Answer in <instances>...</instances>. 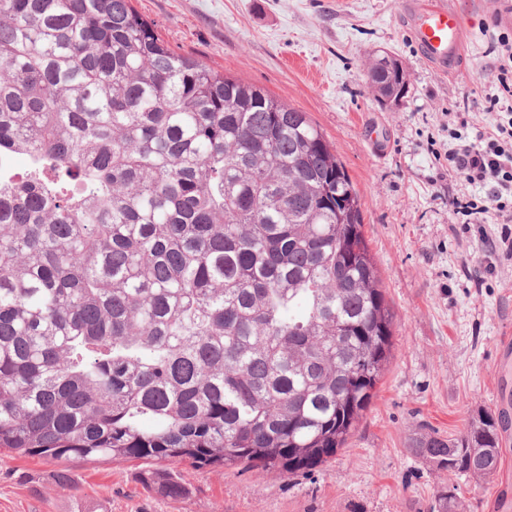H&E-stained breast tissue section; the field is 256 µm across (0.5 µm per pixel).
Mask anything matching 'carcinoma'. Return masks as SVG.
<instances>
[{
	"label": "carcinoma",
	"mask_w": 512,
	"mask_h": 512,
	"mask_svg": "<svg viewBox=\"0 0 512 512\" xmlns=\"http://www.w3.org/2000/svg\"><path fill=\"white\" fill-rule=\"evenodd\" d=\"M382 102L408 74L375 55ZM0 449L297 474L377 395L394 314L359 194L306 113L174 52L132 0H0ZM481 411L415 454L448 484L498 472Z\"/></svg>",
	"instance_id": "obj_1"
}]
</instances>
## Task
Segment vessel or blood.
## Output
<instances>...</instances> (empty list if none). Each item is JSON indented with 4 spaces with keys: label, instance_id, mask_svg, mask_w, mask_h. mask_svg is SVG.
Returning a JSON list of instances; mask_svg holds the SVG:
<instances>
[{
    "label": "vessel or blood",
    "instance_id": "b4317fda",
    "mask_svg": "<svg viewBox=\"0 0 512 512\" xmlns=\"http://www.w3.org/2000/svg\"><path fill=\"white\" fill-rule=\"evenodd\" d=\"M404 6L423 59L439 72L454 71L463 55L464 28L452 0H405Z\"/></svg>",
    "mask_w": 512,
    "mask_h": 512
}]
</instances>
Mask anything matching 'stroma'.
I'll use <instances>...</instances> for the list:
<instances>
[{
	"label": "stroma",
	"mask_w": 512,
	"mask_h": 512,
	"mask_svg": "<svg viewBox=\"0 0 512 512\" xmlns=\"http://www.w3.org/2000/svg\"><path fill=\"white\" fill-rule=\"evenodd\" d=\"M403 0H132L175 52L206 61L306 112L344 164L361 203L364 233L394 314L393 347L378 392L345 448L297 475L185 464V496L144 489L141 461L57 464L0 450V512H427L447 473L412 451L419 433L448 436L496 410L512 371L495 361L512 332V260L477 270L468 260L496 213L456 230L451 200L483 196L449 177L448 126L497 83L492 46L512 35V0H454L464 25L455 74L426 64L411 39ZM392 53L408 74L398 103L373 94L368 61ZM465 512H512V437L488 480L461 478Z\"/></svg>",
	"instance_id": "1"
}]
</instances>
